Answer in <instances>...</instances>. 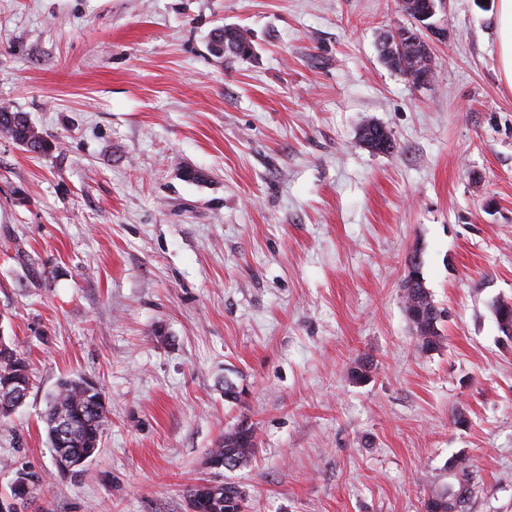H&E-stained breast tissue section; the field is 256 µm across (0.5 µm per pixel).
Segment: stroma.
<instances>
[{"mask_svg":"<svg viewBox=\"0 0 512 512\" xmlns=\"http://www.w3.org/2000/svg\"><path fill=\"white\" fill-rule=\"evenodd\" d=\"M496 4L440 0L418 87L378 51L413 23L402 0H0V107L56 144L0 136L1 324L33 380L0 419V495L26 467V512H189L188 486L225 480L247 512H424L463 457L466 512H512ZM225 25L250 57L211 54ZM369 121L393 151L363 146ZM414 251L446 313L428 354L402 298ZM77 375L110 421L60 472L43 415ZM241 423L252 462L210 469Z\"/></svg>","mask_w":512,"mask_h":512,"instance_id":"stroma-1","label":"stroma"}]
</instances>
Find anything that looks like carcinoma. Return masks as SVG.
Masks as SVG:
<instances>
[{"label":"carcinoma","mask_w":512,"mask_h":512,"mask_svg":"<svg viewBox=\"0 0 512 512\" xmlns=\"http://www.w3.org/2000/svg\"><path fill=\"white\" fill-rule=\"evenodd\" d=\"M210 51L220 57L225 54L246 57L252 52V42L247 31L234 28L224 33V41L210 42ZM0 135L12 140L14 144L30 153L44 154L55 148V143L48 140L29 120L24 112H14L0 107ZM364 144L376 153L392 148L389 132L378 131L374 125L362 129ZM404 308L408 320L412 323L418 347L423 353L437 350L442 342L438 330L439 319L437 306L427 288H407L403 294ZM21 370H29L27 358L9 345L8 350L0 348V385ZM105 397L103 390H88L72 379H65L58 385V390L47 403L43 421L53 459L66 462L82 456L93 457L100 450V441L105 426L109 422V409L99 407L97 398ZM101 411H96V408ZM65 415L71 421V438L59 445L53 439L58 431L56 417ZM256 451V433L253 427L240 426L224 432V440L210 450L208 464L215 470L230 466L234 470L247 465ZM450 469L461 474L457 483L448 484L441 493L429 496L425 501L426 512H451L457 503H467L472 491L468 480L467 464L457 459ZM247 494L242 486L234 482H207L194 485L187 490L190 512H231L235 503L246 501Z\"/></svg>","instance_id":"obj_1"}]
</instances>
